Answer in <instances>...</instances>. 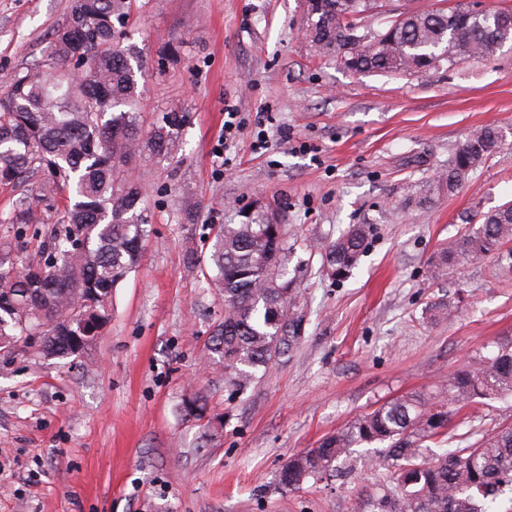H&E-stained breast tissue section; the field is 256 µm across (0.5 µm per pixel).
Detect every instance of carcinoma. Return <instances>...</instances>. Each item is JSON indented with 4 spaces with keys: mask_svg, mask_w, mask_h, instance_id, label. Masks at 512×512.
Returning <instances> with one entry per match:
<instances>
[{
    "mask_svg": "<svg viewBox=\"0 0 512 512\" xmlns=\"http://www.w3.org/2000/svg\"><path fill=\"white\" fill-rule=\"evenodd\" d=\"M136 0H71L66 20L52 31L49 77L14 74L0 90V181L10 183L53 168L42 190L71 187L64 233L54 237L53 258L43 264L3 268L0 261V348L22 337H40L45 356H76L99 320L109 319L102 299L138 267L147 237L141 186L131 163L142 155L177 162L186 116L164 112L143 130L134 111L137 51L123 45L117 27ZM323 0L306 35L316 53L355 72L400 75L451 67L463 59L488 60L512 43V11L490 10L478 0H460L451 10L403 11L381 29L394 54L369 45L349 46L348 22ZM85 46L93 65L82 75L71 67L72 51ZM99 100L105 108H87ZM502 131L486 125L470 135L434 181L437 193L462 188L502 143ZM33 220L21 198L12 224ZM263 224H220L208 239L205 283L224 293V318L206 346L224 365V389L243 392L258 370H269L281 340L282 321L297 322L288 278V233L265 236ZM370 226L353 224L332 245L326 275L341 278L366 250ZM512 241V204L484 215L479 227L448 243L443 264L486 257ZM36 296L21 299L20 289ZM512 395V336L473 354L449 374L430 403L418 395L385 402L365 412L317 447L291 456L278 475L286 491L301 489L340 472L356 448H373L390 462L385 512H491L512 491V424L473 443L449 434V426L471 403ZM441 451L425 457L430 444Z\"/></svg>",
    "mask_w": 512,
    "mask_h": 512,
    "instance_id": "obj_1",
    "label": "carcinoma"
}]
</instances>
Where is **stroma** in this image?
Returning <instances> with one entry per match:
<instances>
[{
  "label": "stroma",
  "instance_id": "1",
  "mask_svg": "<svg viewBox=\"0 0 512 512\" xmlns=\"http://www.w3.org/2000/svg\"><path fill=\"white\" fill-rule=\"evenodd\" d=\"M69 0H0V83L48 62ZM143 50L145 122L185 113L176 166L141 163L150 235L83 354L0 352V512H378L389 465L286 491L289 456L384 402L431 393L512 336V242L461 268L448 240L512 201V49L407 76L353 74L317 56L302 0H137L123 29ZM178 52H169L168 42ZM243 124L224 136L227 111ZM499 151L453 195L427 196L452 151L486 124ZM288 131L292 143L280 140ZM40 172L0 183V250L46 260L66 192ZM35 220L8 218L21 196ZM198 211L197 223L182 220ZM285 225L302 317L297 344L244 394L204 364L224 299L200 286L211 226ZM371 227L347 277L330 245ZM200 397L203 419L183 404ZM512 424V397L465 408L451 432Z\"/></svg>",
  "mask_w": 512,
  "mask_h": 512
}]
</instances>
